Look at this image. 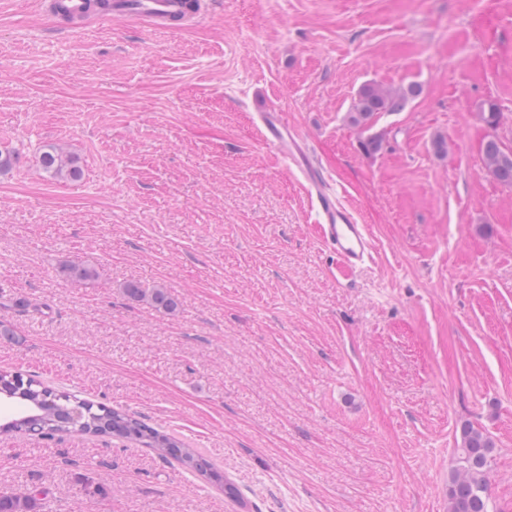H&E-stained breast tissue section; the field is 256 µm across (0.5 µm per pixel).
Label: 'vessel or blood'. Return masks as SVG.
Returning a JSON list of instances; mask_svg holds the SVG:
<instances>
[{
  "mask_svg": "<svg viewBox=\"0 0 512 512\" xmlns=\"http://www.w3.org/2000/svg\"><path fill=\"white\" fill-rule=\"evenodd\" d=\"M181 0H112V15L153 26L164 25L181 10ZM264 141L286 155L310 187L312 208L322 243L347 269L354 270L371 261L374 246L366 225L337 192L325 185L320 166L305 144L289 128L281 112L265 108L258 112Z\"/></svg>",
  "mask_w": 512,
  "mask_h": 512,
  "instance_id": "obj_1",
  "label": "vessel or blood"
}]
</instances>
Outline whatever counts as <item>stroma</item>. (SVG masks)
<instances>
[{"label":"stroma","mask_w":512,"mask_h":512,"mask_svg":"<svg viewBox=\"0 0 512 512\" xmlns=\"http://www.w3.org/2000/svg\"><path fill=\"white\" fill-rule=\"evenodd\" d=\"M368 83L419 92L356 126ZM259 100L367 224L362 268L319 241ZM491 138L512 149V0H214L175 32L0 0V150L20 156L0 173V366L177 433L243 500L81 435L0 438V491H46L45 512H448L469 422L497 447L490 508L512 512V187ZM48 145L80 180L42 171ZM483 153L485 165L494 178L502 185L512 187V153L505 152L494 139L485 143ZM124 291L129 299L134 301H144L147 299L153 307L164 313H173L178 307L176 299L168 292L167 288H143L137 282H130L126 284Z\"/></svg>","instance_id":"obj_1"}]
</instances>
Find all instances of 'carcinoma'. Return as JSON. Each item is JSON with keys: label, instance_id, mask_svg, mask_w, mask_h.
<instances>
[{"label": "carcinoma", "instance_id": "cac0c4a2", "mask_svg": "<svg viewBox=\"0 0 512 512\" xmlns=\"http://www.w3.org/2000/svg\"><path fill=\"white\" fill-rule=\"evenodd\" d=\"M419 89L411 85L392 93L374 84H365L358 92L355 112L350 121L361 125L377 112L401 109L408 98ZM483 120L494 125L500 117V108L493 99L480 105ZM485 165L494 178L512 187V153L505 152L501 144L488 140L483 149ZM43 171L50 177L77 181L83 170L78 159L62 149L49 146L39 157ZM64 272L75 279L91 280L94 268L71 263ZM124 291L134 301L149 300L153 307L165 313L177 310L176 299L162 287L145 288L137 282L126 284ZM0 397L25 402L27 409L18 418L0 424V436L15 433L39 439L77 433L88 436H108L149 448L163 460H174L185 470L208 482L224 487L228 497L241 499L236 485L224 478L220 469L196 448L186 446L177 435L152 426L121 408L97 405L66 392L57 391L18 371L0 370ZM493 439L470 423L461 427V447L456 449L455 464L448 479V512H489V487L486 471L495 454ZM45 492L15 489L0 493V512H44Z\"/></svg>", "mask_w": 512, "mask_h": 512}]
</instances>
